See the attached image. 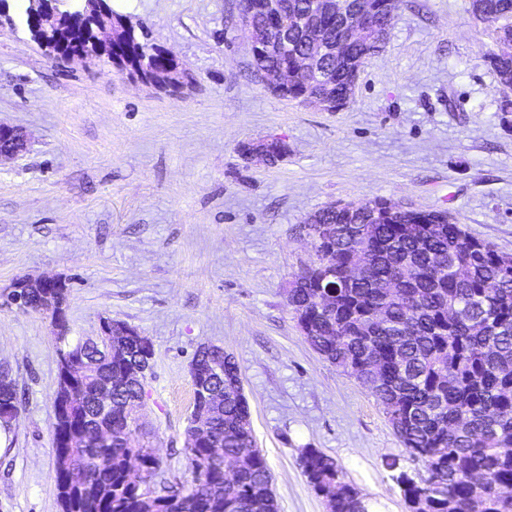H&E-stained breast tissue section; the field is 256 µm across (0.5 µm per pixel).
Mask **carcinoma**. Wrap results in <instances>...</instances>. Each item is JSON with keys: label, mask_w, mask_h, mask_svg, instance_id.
<instances>
[{"label": "carcinoma", "mask_w": 512, "mask_h": 512, "mask_svg": "<svg viewBox=\"0 0 512 512\" xmlns=\"http://www.w3.org/2000/svg\"><path fill=\"white\" fill-rule=\"evenodd\" d=\"M257 0H239L241 30L275 44L280 27L255 10ZM315 24L288 33V50L252 56L255 76L272 68L292 74L291 99L302 101L310 76L294 69L293 56L322 28L336 44V5ZM67 26L38 33L52 45L75 42L97 64L130 53L151 68L153 80L171 93L192 85L151 43L147 34L115 28L112 49L102 54L86 34L104 25L90 0H56ZM499 51L485 61L501 86L512 85V0H471ZM328 79L315 90L332 102L343 98L348 61L328 53ZM324 228L313 244L314 259L296 275L288 305L314 350L327 362L367 385L384 406L396 437L423 473L396 478L406 512H503L500 491L512 489V256L469 235L453 222L419 224L417 213L385 199L349 216L330 206L311 215ZM365 273L348 283L353 268ZM46 288L27 293L28 311L46 314ZM118 339L131 358L117 361L105 347H88L92 373L81 394L65 398L57 381L53 407L56 495L61 512H255L278 504L264 455L256 451L251 414L239 369L224 349L202 344L192 361L204 376L193 381L194 402L205 383L212 392L206 434L181 448L192 477L153 485L163 461L143 443L146 435L129 404L142 397L154 348L142 346L137 328L123 321ZM112 382V418L100 416L97 387ZM16 386L0 388V410H19ZM301 468L328 512H371L369 501L321 449L307 445Z\"/></svg>", "instance_id": "1"}]
</instances>
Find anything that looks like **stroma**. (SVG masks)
<instances>
[{
    "label": "stroma",
    "mask_w": 512,
    "mask_h": 512,
    "mask_svg": "<svg viewBox=\"0 0 512 512\" xmlns=\"http://www.w3.org/2000/svg\"><path fill=\"white\" fill-rule=\"evenodd\" d=\"M135 29L194 77L173 95L48 57L17 9L0 24V125L25 134L0 158V289L22 276L69 288V341L124 321L154 346L142 420L161 480L189 483L182 435L189 363L203 343L240 369L279 512H327L299 464L312 445L378 512H405L395 470L421 472L383 406L306 341L288 305L313 252L307 218L388 198L448 213L512 255V127L470 0H399L385 50L337 112L271 91L251 69L238 0H129ZM282 140L273 165L239 146ZM57 333L0 306V365L21 399L0 449V512H60L52 447Z\"/></svg>",
    "instance_id": "35a3bbf8"
}]
</instances>
